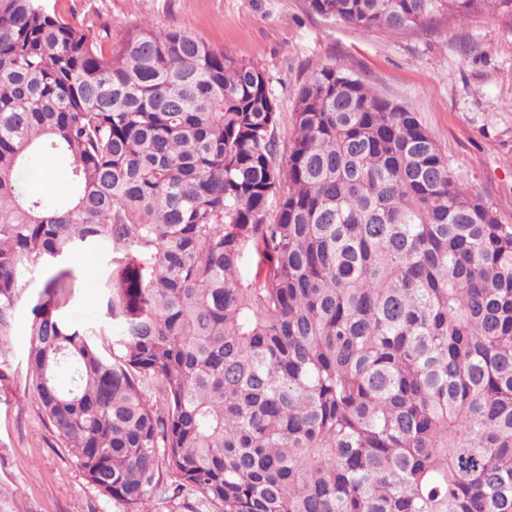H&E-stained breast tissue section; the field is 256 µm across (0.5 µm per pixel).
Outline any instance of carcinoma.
<instances>
[{"mask_svg":"<svg viewBox=\"0 0 512 512\" xmlns=\"http://www.w3.org/2000/svg\"><path fill=\"white\" fill-rule=\"evenodd\" d=\"M307 2L389 35L512 26V0ZM278 124L266 71L189 31L111 44L0 0V331L40 275L43 413L124 512L161 462L221 512H512V224L340 62L285 161ZM37 156L67 185L30 194ZM103 241V317L66 320L62 265Z\"/></svg>","mask_w":512,"mask_h":512,"instance_id":"obj_1","label":"carcinoma"}]
</instances>
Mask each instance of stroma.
Wrapping results in <instances>:
<instances>
[{
    "label": "stroma",
    "instance_id": "obj_1",
    "mask_svg": "<svg viewBox=\"0 0 512 512\" xmlns=\"http://www.w3.org/2000/svg\"><path fill=\"white\" fill-rule=\"evenodd\" d=\"M74 24L95 20L121 39L135 27L195 32L264 69L280 116V159L299 88L313 67L342 62L384 98L417 112L460 183L512 224V27L478 14L398 35L363 30L309 10L307 0H40ZM107 244L68 262L74 286L60 307L100 315L97 281ZM25 289L0 334V512H122L76 467L43 414L27 374L30 308ZM162 474L153 512H220Z\"/></svg>",
    "mask_w": 512,
    "mask_h": 512
}]
</instances>
